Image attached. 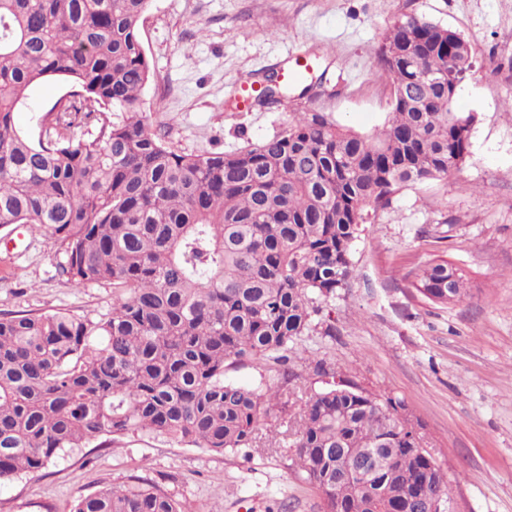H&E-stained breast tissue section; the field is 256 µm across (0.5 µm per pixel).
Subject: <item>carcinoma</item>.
<instances>
[{"mask_svg":"<svg viewBox=\"0 0 512 512\" xmlns=\"http://www.w3.org/2000/svg\"><path fill=\"white\" fill-rule=\"evenodd\" d=\"M151 0H0V226L35 224L64 245L75 287L122 289L96 323L69 313L0 314V483L60 454L148 432L216 453L254 448L261 419L294 372L296 341L321 302L354 277L363 216L403 185L448 176L469 153L474 116L448 92L467 79L468 44L416 15L378 48L393 86L376 134L321 112H292L245 150L178 154L141 110L150 65L139 27ZM71 85L37 139L14 113L36 85ZM269 95L289 85L265 77ZM412 285L459 301L464 273L442 262ZM272 363L281 386L224 380L233 364ZM403 401L349 384L313 390L288 420L298 470L323 512H417L450 500ZM345 457L369 462L354 474ZM70 512H197L131 478Z\"/></svg>","mask_w":512,"mask_h":512,"instance_id":"carcinoma-1","label":"carcinoma"}]
</instances>
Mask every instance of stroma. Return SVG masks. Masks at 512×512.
<instances>
[{"instance_id":"1","label":"stroma","mask_w":512,"mask_h":512,"mask_svg":"<svg viewBox=\"0 0 512 512\" xmlns=\"http://www.w3.org/2000/svg\"><path fill=\"white\" fill-rule=\"evenodd\" d=\"M416 14L458 32L473 68L456 109L475 117L470 153L445 178L402 186L369 211L352 246L355 276L324 307L336 325L297 344V393L325 361L374 395L404 401L442 475L454 512H512V0H152L140 25L151 65L142 109L179 154L234 152L273 137L292 112H320L362 134L380 130L393 88L377 49ZM313 69L304 94L240 104V85L295 58ZM55 79L17 108L38 136L67 94ZM64 248L32 224L0 227V313L58 310L98 321L109 283L74 287L59 272ZM445 260L470 291L440 304L412 272ZM287 418L260 423L273 446L218 454L146 432L65 453L38 475L0 484V512H70L73 501L131 477L202 512H322V496L292 466Z\"/></svg>"}]
</instances>
